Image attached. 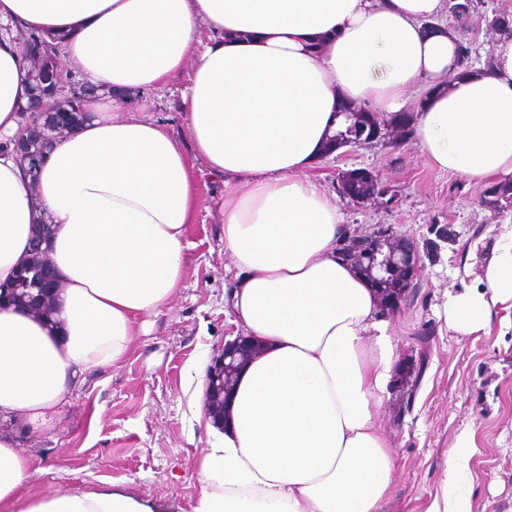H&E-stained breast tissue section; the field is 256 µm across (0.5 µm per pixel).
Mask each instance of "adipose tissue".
<instances>
[{
    "label": "adipose tissue",
    "mask_w": 512,
    "mask_h": 512,
    "mask_svg": "<svg viewBox=\"0 0 512 512\" xmlns=\"http://www.w3.org/2000/svg\"><path fill=\"white\" fill-rule=\"evenodd\" d=\"M448 0H0V141L34 110L16 29L58 40L89 84L87 119L30 176L0 150V287L46 243L61 323L0 308V414L55 419L87 372L123 362L183 285L202 209L224 224L236 272L224 311L257 345L222 437L199 465L194 512H380L396 462L377 426L393 349L374 288L338 252L347 230L305 171L341 101L394 113L428 91L414 136L433 165L480 181L512 176V37L490 68L463 70ZM191 67L184 151L127 96ZM201 158L224 181L207 199ZM512 304V229L479 287L447 295L444 322L489 332ZM474 440L450 448L427 512H471L459 490ZM31 461L0 434V512H153L106 487L29 497Z\"/></svg>",
    "instance_id": "1"
}]
</instances>
